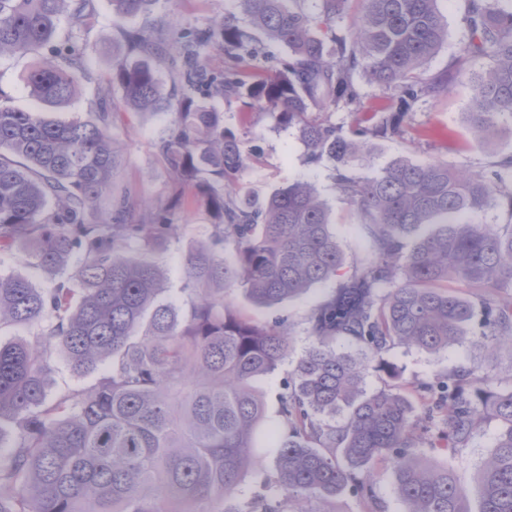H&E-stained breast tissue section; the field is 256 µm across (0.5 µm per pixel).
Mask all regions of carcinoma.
Masks as SVG:
<instances>
[{"label": "carcinoma", "instance_id": "cac0c4a2", "mask_svg": "<svg viewBox=\"0 0 512 512\" xmlns=\"http://www.w3.org/2000/svg\"><path fill=\"white\" fill-rule=\"evenodd\" d=\"M122 21L157 0H110ZM237 0L253 32L232 13L216 29L168 37L122 28L98 90L97 121L48 120L0 94V252L22 249L32 264L75 278L46 291L20 274L0 275V326H35L32 340L0 342V512H296L348 490L376 512L375 468L388 462L404 512H512V383L488 365L434 382L367 392L370 363L397 378L384 355L396 345L436 354L468 332L480 313L482 336L512 346V224L473 217L500 208L512 216V155L490 170H460L397 158L375 167L374 140L399 135L413 105L448 90L459 76L417 75L448 36L438 0ZM467 0L468 53L492 64L470 73L468 128L474 145L495 143L512 126V7ZM89 0H0V55L37 52L56 36L62 15L87 25ZM350 16L349 32L336 22ZM216 40L238 63L260 59L274 75L247 82L227 70L208 94L270 108L296 129L313 162L339 164L336 185L359 220L369 249L347 275L328 209L309 182L257 200L241 191L253 150L224 125V113L191 89L203 50ZM188 87L173 128L158 144L176 193L147 221L139 202L112 187L118 156L112 94L133 112L166 106L158 67ZM86 54L63 47L36 59L25 77L47 106L67 103ZM392 94L395 107L363 116L348 130L322 113L353 104L354 75ZM373 169L366 177L353 165ZM189 189L213 216L211 239L185 258L187 300L160 299L163 270L151 258L178 229ZM107 209L92 221L100 201ZM232 249V260L224 248ZM335 281L308 313L313 344L279 395L278 420L264 428L253 383L288 357V321L242 314V288L258 307L296 299ZM483 291L480 307L451 291ZM345 339L362 356L339 352ZM59 351L88 388L51 396L49 356ZM490 419L493 450L473 489L448 465L416 449L463 447ZM272 470L240 498L256 449ZM341 452L342 459L336 458Z\"/></svg>", "mask_w": 512, "mask_h": 512}]
</instances>
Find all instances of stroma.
<instances>
[{"label": "stroma", "mask_w": 512, "mask_h": 512, "mask_svg": "<svg viewBox=\"0 0 512 512\" xmlns=\"http://www.w3.org/2000/svg\"><path fill=\"white\" fill-rule=\"evenodd\" d=\"M235 0H158L150 14L141 16L136 24L151 30L178 34L206 32L220 23L225 13L235 11ZM438 9L448 23V37L438 52L421 68L422 78L428 79L458 69L479 70L490 64L486 57H463L461 49L469 39L464 20L465 0H439ZM89 23L81 31L71 30L61 22V37L76 47L89 48L86 71L77 82V92L66 104L47 112V119L66 122L72 119L95 121L96 95L99 82L106 76L112 61L113 49L122 47L119 24L112 13L110 0H90ZM32 56L16 54L0 58V92L12 106L36 109L37 103L24 87L23 79ZM359 91L357 101L337 109L331 115L336 125L350 126L357 117L379 114L393 105L389 94L372 84L364 74H356ZM470 91L459 83L445 95L421 98L413 107L409 120L399 136L377 142V162L385 164L396 158L415 162H437L454 168L487 169L503 156L512 154V130L502 129L495 145L488 150L473 147L464 115ZM208 102L224 114V124L243 135L255 151V161L242 178L244 190L266 197L274 190L289 184L310 181L329 207L332 230L344 255L345 268H352L368 248L361 235L352 208L340 196L336 187V169L329 159L309 162L307 152L293 129L277 125L268 111L251 108L242 102L219 96ZM114 125L120 164L114 172L115 190L128 191L145 203L138 213L147 219L149 212L167 205L172 194L171 179L157 153V144L167 135L172 114L145 112L133 114L123 104H115ZM180 228L167 246L155 255L166 273L164 299L182 302L184 295L183 265L187 252L196 242L207 240L212 232V219L205 207L186 202L178 213ZM332 289L331 284L313 286L299 299L272 308L255 307L243 291L233 295L235 305L247 315L260 321L277 316L287 317L291 328V352L288 358L270 375L255 383L265 404L267 422H274L279 408L278 397L283 383L289 380L297 361L311 346L305 319L309 310ZM408 383L433 381L449 371L463 369L476 363H491L501 380L512 378V349H490L478 331H471L458 343L437 354L414 347L395 346L386 356ZM497 424L488 421L457 452L445 455L444 460L464 486H474L483 462L489 457Z\"/></svg>", "instance_id": "obj_1"}]
</instances>
